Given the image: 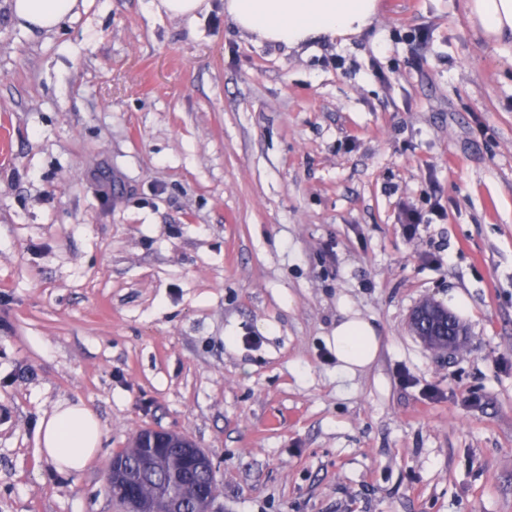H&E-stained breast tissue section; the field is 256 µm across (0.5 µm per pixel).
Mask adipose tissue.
Segmentation results:
<instances>
[{
  "label": "adipose tissue",
  "instance_id": "ef3b65f1",
  "mask_svg": "<svg viewBox=\"0 0 512 512\" xmlns=\"http://www.w3.org/2000/svg\"><path fill=\"white\" fill-rule=\"evenodd\" d=\"M79 0H11L21 27L54 33L79 13ZM469 15L488 39L512 38V0H469ZM235 27L259 40L295 48L307 42L351 36L374 17L377 0H227ZM328 342L340 377H354L375 360L380 336L374 323L344 306ZM41 455L58 471H83L98 455L101 424L82 402H62L37 427Z\"/></svg>",
  "mask_w": 512,
  "mask_h": 512
}]
</instances>
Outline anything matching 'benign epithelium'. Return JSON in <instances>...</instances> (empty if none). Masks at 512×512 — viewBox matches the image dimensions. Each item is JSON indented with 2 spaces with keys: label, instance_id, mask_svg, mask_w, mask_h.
<instances>
[{
  "label": "benign epithelium",
  "instance_id": "obj_1",
  "mask_svg": "<svg viewBox=\"0 0 512 512\" xmlns=\"http://www.w3.org/2000/svg\"><path fill=\"white\" fill-rule=\"evenodd\" d=\"M433 322L445 343L440 348L448 354L457 352L463 344L464 330L457 319L447 310L434 303L418 307L412 316L413 327L424 320ZM142 448H180L186 458L200 471H215L212 457L200 448L189 436L172 431L144 428L135 436ZM144 479V473L132 467L121 455H114L108 464L106 487L113 495L125 498V512H187V504L200 501L204 504L201 512H211V507L219 496L217 489H207L188 477L179 479L177 492L166 496L156 505L140 497L137 487Z\"/></svg>",
  "mask_w": 512,
  "mask_h": 512
}]
</instances>
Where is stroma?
I'll use <instances>...</instances> for the list:
<instances>
[{
  "label": "stroma",
  "mask_w": 512,
  "mask_h": 512,
  "mask_svg": "<svg viewBox=\"0 0 512 512\" xmlns=\"http://www.w3.org/2000/svg\"><path fill=\"white\" fill-rule=\"evenodd\" d=\"M208 3L48 35L0 0V512H120L145 427L212 456L216 512H512V42L467 0L298 49ZM456 290L464 344L430 350L409 316ZM345 302L381 346L341 383ZM60 401L102 427L77 474L38 452Z\"/></svg>",
  "instance_id": "obj_1"
}]
</instances>
